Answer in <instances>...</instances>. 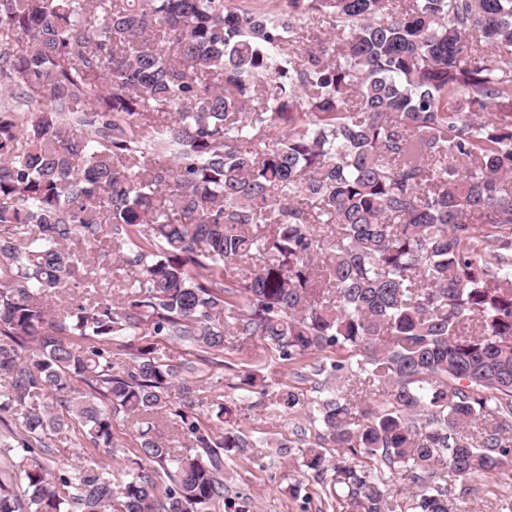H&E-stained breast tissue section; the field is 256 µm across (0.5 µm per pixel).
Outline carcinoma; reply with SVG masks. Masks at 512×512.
I'll return each mask as SVG.
<instances>
[{
	"label": "carcinoma",
	"mask_w": 512,
	"mask_h": 512,
	"mask_svg": "<svg viewBox=\"0 0 512 512\" xmlns=\"http://www.w3.org/2000/svg\"><path fill=\"white\" fill-rule=\"evenodd\" d=\"M0 92V512H250L233 409L201 426L150 336L335 354L347 391L277 403L342 512H395L384 466L406 512L512 467V0H0ZM162 412L114 470V418ZM75 425L106 458L49 468Z\"/></svg>",
	"instance_id": "cac0c4a2"
}]
</instances>
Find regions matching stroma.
<instances>
[{"mask_svg": "<svg viewBox=\"0 0 512 512\" xmlns=\"http://www.w3.org/2000/svg\"><path fill=\"white\" fill-rule=\"evenodd\" d=\"M225 362L239 371L258 370L267 378L266 394L239 395L225 385L224 371L198 365L192 380L202 402L223 396L236 403L241 427L251 436L254 446L234 459L224 475L226 496L241 493L250 497L254 512H339L335 500L327 498L319 485H311L308 505H301L288 495V486L301 473L298 464L306 449L316 440V431L303 415L284 411L275 401L281 385L293 383L289 366L278 360L257 337L243 341L242 350H227ZM450 497L465 512H498L503 499H512V472L506 471L484 483L476 499L460 493L452 484Z\"/></svg>", "mask_w": 512, "mask_h": 512, "instance_id": "35a3bbf8", "label": "stroma"}]
</instances>
